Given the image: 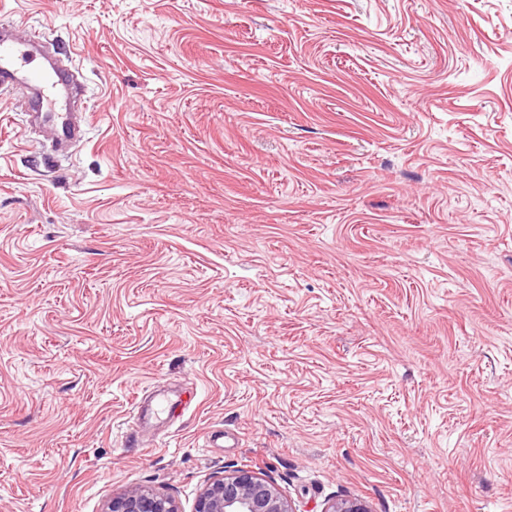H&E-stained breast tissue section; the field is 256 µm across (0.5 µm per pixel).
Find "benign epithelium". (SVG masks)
Returning a JSON list of instances; mask_svg holds the SVG:
<instances>
[{
	"instance_id": "1",
	"label": "benign epithelium",
	"mask_w": 512,
	"mask_h": 512,
	"mask_svg": "<svg viewBox=\"0 0 512 512\" xmlns=\"http://www.w3.org/2000/svg\"><path fill=\"white\" fill-rule=\"evenodd\" d=\"M103 512H181L170 496L145 488L130 489L110 500ZM194 512H299L273 482L245 468L224 472L200 492ZM325 512H372L361 499H341Z\"/></svg>"
}]
</instances>
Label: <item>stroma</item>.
I'll list each match as a JSON object with an SVG mask.
<instances>
[{
  "instance_id": "35a3bbf8",
  "label": "stroma",
  "mask_w": 512,
  "mask_h": 512,
  "mask_svg": "<svg viewBox=\"0 0 512 512\" xmlns=\"http://www.w3.org/2000/svg\"><path fill=\"white\" fill-rule=\"evenodd\" d=\"M0 7L91 112L0 91V512H512V0ZM194 512H300L273 482L245 468L207 482ZM103 512H182L170 496L145 488L127 490L112 497Z\"/></svg>"
}]
</instances>
